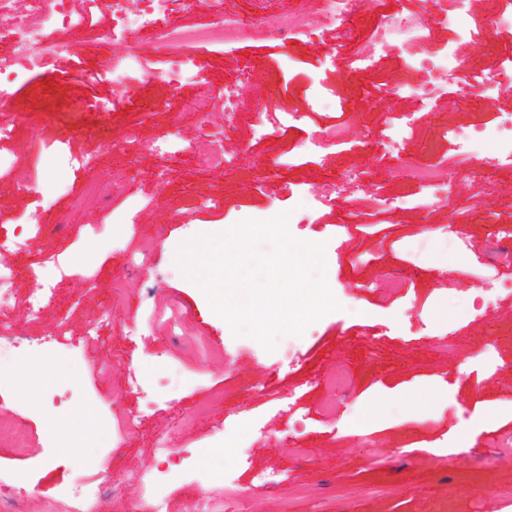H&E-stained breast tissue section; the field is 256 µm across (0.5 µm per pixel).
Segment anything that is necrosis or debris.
Segmentation results:
<instances>
[{"label": "necrosis or debris", "instance_id": "obj_1", "mask_svg": "<svg viewBox=\"0 0 512 512\" xmlns=\"http://www.w3.org/2000/svg\"><path fill=\"white\" fill-rule=\"evenodd\" d=\"M99 0H0V42L11 46L9 55L0 56V100L9 87L22 81L38 68L50 47L53 33L70 30L111 37L113 55L112 82L122 85L129 71L159 73L166 76L172 93H180L192 82L200 63L193 45H208L211 54L242 41L274 42L284 67L301 61L302 47L311 46L316 36L327 28L339 30L341 39L324 44V54L334 65L318 81L304 86H290L291 95L301 96L302 110H286L281 120L271 121L267 113L256 112L252 138L276 141L285 125L330 116V123L320 127L314 143L303 146L302 155H317L319 148L345 149L347 134L357 112L347 108L338 92L349 71L372 70L379 54L394 44L404 46L403 62L411 68L425 67L422 83H383L385 93L403 94L409 101L425 106L440 102L443 115L436 121L435 140L451 143L454 161L423 163L413 153L397 156L396 175L422 183L426 190L441 200H448L455 183L469 176L462 156L475 149L486 152L487 163L500 158L512 160V113L490 114L484 124V136L474 142L460 138L448 125L446 115L454 111V103L445 102L447 87L459 71L469 70L477 76L478 85L494 90L512 75V50L498 52L492 63H472L452 48L454 41L472 35L477 17L492 15L504 31L512 32V0H427L426 11L413 9L408 0L386 13L381 0H303L301 8L288 12L253 15L228 14L224 0H185V14L180 24L168 28L171 0H108L105 12H97ZM137 34L136 44L126 43L128 34ZM352 44L350 56H343L344 44ZM193 121L205 130L204 137L185 145L168 139L159 142L161 156L187 154L206 170L233 171L235 156L224 153L223 132L210 129L209 113L199 106L171 116L173 126Z\"/></svg>", "mask_w": 512, "mask_h": 512}]
</instances>
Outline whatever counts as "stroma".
I'll use <instances>...</instances> for the list:
<instances>
[{"instance_id": "1", "label": "stroma", "mask_w": 512, "mask_h": 512, "mask_svg": "<svg viewBox=\"0 0 512 512\" xmlns=\"http://www.w3.org/2000/svg\"><path fill=\"white\" fill-rule=\"evenodd\" d=\"M263 49L240 44L199 69L215 127L224 124V88L238 77L261 104L283 101L285 80L301 84L321 75L324 59L287 78L271 81L244 74L241 62ZM56 57L31 71L13 88L11 105L27 115L0 156L35 164L43 197L41 231L23 252L0 251L10 267L16 299L0 314V464L10 466L23 512H50L78 466L102 479L132 474L102 512H146L143 483L134 476L153 469L170 473L169 512H182L192 493L184 478L186 458L210 462L204 490L222 500L224 512H470L473 498L512 485V456L494 448L498 430L512 422V266H488L489 225L471 220L455 245L449 226L460 208L512 212V177H485V160L473 155L472 174L455 187L451 205L428 206L426 190L383 177L380 158L388 148L423 151L433 120L401 97L383 96L348 134L346 151L326 150L316 162L280 169L256 190L250 172L206 174L191 161H160L158 141L188 144L201 134L193 123L173 127L169 110L187 107L174 98L166 77L132 73L120 86L106 82L84 90L56 82ZM129 94L138 109L102 114L95 101ZM459 104L448 124L476 139L485 113L512 110V83L497 92L479 90L467 73L448 86ZM412 112L419 130L397 141L383 124L385 111ZM82 125L111 130V143L77 137ZM140 129L125 141L127 127ZM93 158L104 175L119 158L132 164L125 196L139 203L137 221L103 220L104 200L77 189L83 172L67 155ZM361 178H348L352 166ZM344 180L334 207L310 223L290 225L301 240L325 243L327 283L341 303L295 338L291 353L267 352L254 339L234 337L196 285L175 263L178 246L199 234L226 231L243 219H269L299 207L302 185L320 192ZM222 195L224 208L190 217L193 202ZM381 195L392 199L387 218L397 231L388 239L337 231L343 209ZM159 236L151 262L133 270L128 256L140 241ZM60 254L73 260L69 277L56 280L42 316L24 300L41 291L30 267ZM476 267L480 276L468 275ZM408 270L403 295L384 301L376 283ZM179 303L189 329L170 335L157 317ZM98 329L86 336V327ZM56 336L62 353L20 351L18 337ZM207 338L211 355L201 352ZM347 367L351 384L333 391L327 370ZM35 366L26 375L24 365ZM169 372L170 384L156 389L154 406L136 415L132 377L151 381ZM203 411L205 425L179 426L178 416ZM244 436L245 446L223 453L222 432ZM175 436L177 454H161L150 436ZM280 481L261 485L260 475Z\"/></svg>"}]
</instances>
